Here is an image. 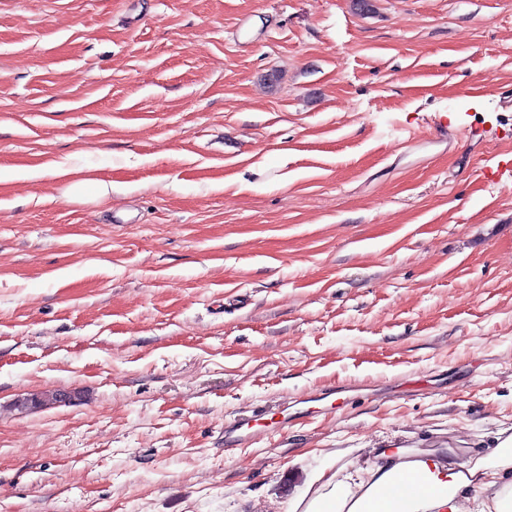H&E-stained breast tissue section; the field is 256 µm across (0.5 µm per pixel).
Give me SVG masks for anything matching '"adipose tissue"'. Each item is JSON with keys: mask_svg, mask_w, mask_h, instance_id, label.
Listing matches in <instances>:
<instances>
[{"mask_svg": "<svg viewBox=\"0 0 512 512\" xmlns=\"http://www.w3.org/2000/svg\"><path fill=\"white\" fill-rule=\"evenodd\" d=\"M410 475L422 486L396 492ZM288 512H512V426L424 454L390 440L363 460L331 457L310 468Z\"/></svg>", "mask_w": 512, "mask_h": 512, "instance_id": "1", "label": "adipose tissue"}]
</instances>
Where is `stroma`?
Masks as SVG:
<instances>
[{"instance_id":"35a3bbf8","label":"stroma","mask_w":512,"mask_h":512,"mask_svg":"<svg viewBox=\"0 0 512 512\" xmlns=\"http://www.w3.org/2000/svg\"><path fill=\"white\" fill-rule=\"evenodd\" d=\"M1 165L0 512H287L299 454L512 425V0H0ZM112 192V182L86 177H74L66 187V193L75 199L100 198ZM260 421H262L261 418H256V415H252L247 418H235L225 422L224 445H250L259 437L264 436V433L272 434L274 432H268L261 428L264 425Z\"/></svg>"}]
</instances>
